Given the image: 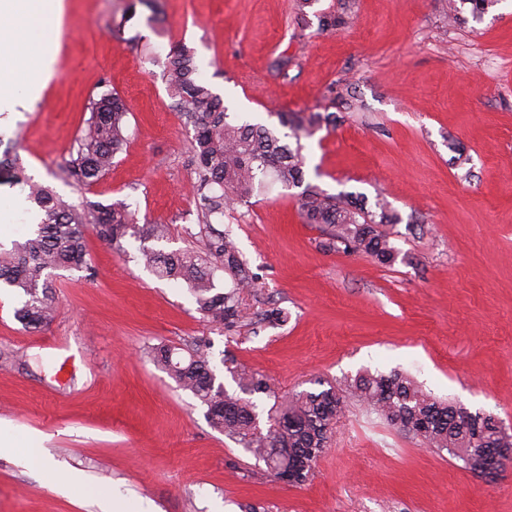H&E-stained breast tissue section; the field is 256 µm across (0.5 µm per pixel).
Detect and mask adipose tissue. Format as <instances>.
Segmentation results:
<instances>
[{"label":"adipose tissue","mask_w":512,"mask_h":512,"mask_svg":"<svg viewBox=\"0 0 512 512\" xmlns=\"http://www.w3.org/2000/svg\"><path fill=\"white\" fill-rule=\"evenodd\" d=\"M62 10V0H0V41H19L17 53L0 66V113L40 98L54 74L53 31Z\"/></svg>","instance_id":"adipose-tissue-1"}]
</instances>
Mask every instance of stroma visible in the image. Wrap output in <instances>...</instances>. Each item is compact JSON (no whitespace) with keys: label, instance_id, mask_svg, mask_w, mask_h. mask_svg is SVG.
I'll use <instances>...</instances> for the list:
<instances>
[{"label":"stroma","instance_id":"stroma-1","mask_svg":"<svg viewBox=\"0 0 512 512\" xmlns=\"http://www.w3.org/2000/svg\"><path fill=\"white\" fill-rule=\"evenodd\" d=\"M63 2L53 78L0 123V151L19 140L32 181L79 209L122 201L138 224H168L164 251L204 250L187 235L201 222L194 131L163 77L170 47L183 44L249 123L276 130L283 113H335L303 141L304 181L388 201L401 217L385 227L399 256L384 265L326 249L328 228L298 216V189L273 183L216 224L259 275L238 326L207 322L185 283L138 263L130 238L119 252L88 236L91 266L56 271L57 313L41 331L15 318L21 293L0 290V422L44 437L38 452L0 453V512H102L116 488L131 510L146 498L155 512H512V463L492 479L474 474L345 386L397 371L512 433V0L456 24L448 0H316L303 21L295 0ZM346 7L349 26L320 29L318 13ZM108 89L130 107L128 142L104 178L79 187L65 163L90 99ZM273 308L285 322L262 320ZM193 340L210 343L227 389L225 357L282 397L340 392L307 483L272 478L147 354ZM72 470L86 487L65 496L54 474Z\"/></svg>","mask_w":512,"mask_h":512}]
</instances>
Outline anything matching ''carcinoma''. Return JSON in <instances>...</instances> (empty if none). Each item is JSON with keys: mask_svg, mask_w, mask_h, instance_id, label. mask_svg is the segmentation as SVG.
<instances>
[{"mask_svg": "<svg viewBox=\"0 0 512 512\" xmlns=\"http://www.w3.org/2000/svg\"><path fill=\"white\" fill-rule=\"evenodd\" d=\"M498 0H448V20L455 21L462 6H472L479 19ZM352 16L323 13L321 29L345 27ZM168 94L184 123L193 127L192 150L196 173L195 190L202 216L199 234L205 236L206 252L189 247L165 252L142 247L144 266L162 279L181 280L196 298L199 310L216 324L233 327L247 318L242 294L254 287L256 273L243 258L229 234L216 230L212 219L224 215V207L250 199L264 185V178L284 189L299 187L304 180L301 138L313 135L330 116L313 112L290 124H280L290 132L280 133L263 125L239 122L224 106L211 86L198 76L194 55L184 46L170 48L165 62ZM122 97L112 90L92 100L86 134L77 142L64 168L67 178L86 186L112 168L116 154L126 145ZM292 137L295 144L286 139ZM28 200L42 211L37 229L10 248L0 244V287L18 288L25 300L17 309L18 321L25 329L37 332L47 326L56 310L51 291L53 272L65 268L88 267L85 238L92 229L105 244L123 249L126 238L163 241L169 228L165 224L134 223L133 215L121 201L96 204L79 211L51 189L26 181ZM375 213L353 201V195L329 194L308 185L301 192L300 215L307 224L331 228L325 243L328 249L362 252L382 264L395 261L398 250L390 244L381 224H397L398 213L383 201L375 203ZM228 273L234 287L220 292L215 272ZM210 344L192 341L185 354L161 345L151 348L154 364L164 370L184 390L190 391L206 407L211 426L241 445L256 461L263 462L271 475L292 485H301L311 475L316 461L325 452L333 426L342 412V399L333 389L301 391L273 405L268 428L259 426L255 405L247 399L254 394H270L263 375L246 372L222 361L237 390L230 391L216 382L210 360ZM358 397L388 423L420 439L428 447L461 461L474 469L472 448H506L512 435L481 414L465 411L423 393L408 377L392 372L363 374L349 382Z\"/></svg>", "mask_w": 512, "mask_h": 512, "instance_id": "obj_1", "label": "carcinoma"}]
</instances>
